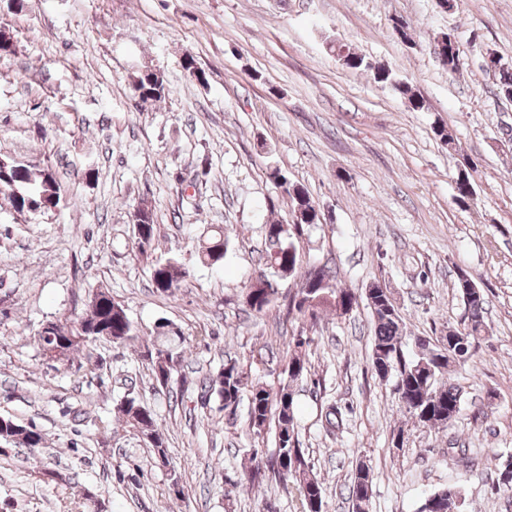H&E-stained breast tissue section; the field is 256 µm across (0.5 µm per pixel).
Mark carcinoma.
Wrapping results in <instances>:
<instances>
[{
    "mask_svg": "<svg viewBox=\"0 0 512 512\" xmlns=\"http://www.w3.org/2000/svg\"><path fill=\"white\" fill-rule=\"evenodd\" d=\"M330 50L343 64L352 70L362 71L371 67L365 58L349 45L337 40L330 42ZM437 58L450 71H457L463 65L460 47L449 51H438ZM498 95L512 100V66L505 65L495 72ZM374 81L390 86L410 107L416 111L425 107L424 100L415 94L407 84L393 79L391 72L382 67L374 68ZM137 97L142 102L159 101L169 93L164 76L159 70L147 67L133 80ZM270 178L289 197L293 211L300 212L299 223L288 225H265L266 250L263 257L268 269L291 275L300 266V255L291 238L303 233L304 228L319 223L315 203L302 186L291 182L276 168L269 173ZM0 187L10 191V203L21 214H44L55 209L61 199V189L52 169L35 172L31 167L6 160L0 171ZM143 216L138 225L135 239L138 253L142 256L154 250L157 225L153 213L142 205ZM228 238L223 228L213 230L199 252V258L207 263L220 261L227 250ZM150 274L156 291L162 295H172L182 288L189 277V270L176 259L157 260L150 265ZM472 276L466 271L457 273L456 288L465 308L461 328L448 332L446 336L427 339L417 336L414 339L416 351L407 354L403 334V318L395 311L392 292L389 288H367L362 293L370 308L375 324L370 354L372 370L381 381L394 379V392L398 395L400 407L422 426H439L452 422L460 413L462 392L449 382L451 368L472 358L480 340L487 333L484 320L486 297L483 290L476 292L470 288ZM279 296V289L273 287L272 279L260 273L251 283L246 294V303L255 312H263ZM358 297L348 288L336 285V275L325 265H313L304 271L302 287L289 298L288 308L297 311L313 326L327 311H339L345 307L353 311L358 305ZM89 314L56 324L53 331H37L35 337L39 349L52 348L60 352L58 363L71 366L73 356L83 354L90 369L98 366L95 346L99 341L123 344L136 338L133 326L123 306L108 296L100 303L88 308ZM468 337L467 348L458 358L448 355L444 341L454 336ZM152 348L144 352L152 365V373L157 383L166 385L172 378L181 358L180 347L184 337L161 333L151 337ZM309 341L299 335L293 348L284 360L283 373L288 381L273 389L251 378L248 366L229 358L215 373L203 378L201 397L208 400L216 397L221 409L232 416L243 397L248 395V421L251 431L259 436L274 431L276 451L266 465L247 473L251 482L263 478L291 479L298 486L302 502V512H324V483L312 472V466L300 448L298 422L295 409V392L292 384L309 373L306 346ZM118 414L130 430L139 434L153 448L154 457L167 455L166 441L157 429L153 412L135 396H126L117 405ZM15 423L10 418L0 422V441L11 436H20V443L30 448H39L44 443L42 433L25 426L14 430ZM373 475L370 465L360 462L350 476L349 501L351 512H366L372 492ZM426 501L435 504L430 512H463L464 498L461 490L454 486L438 489L430 493Z\"/></svg>",
    "mask_w": 512,
    "mask_h": 512,
    "instance_id": "carcinoma-1",
    "label": "carcinoma"
}]
</instances>
